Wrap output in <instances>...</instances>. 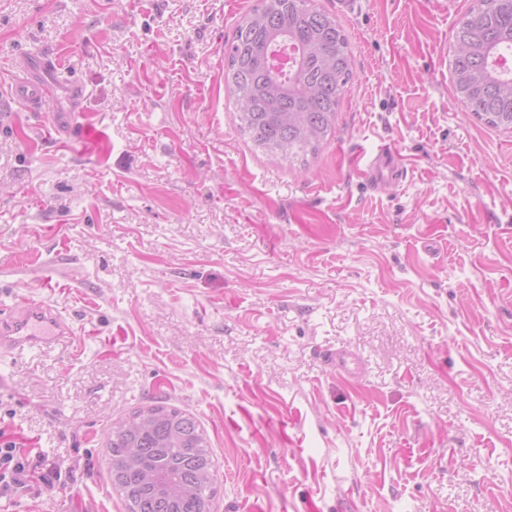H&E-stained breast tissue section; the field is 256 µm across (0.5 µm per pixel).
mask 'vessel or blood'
I'll return each mask as SVG.
<instances>
[{
	"instance_id": "obj_1",
	"label": "vessel or blood",
	"mask_w": 512,
	"mask_h": 512,
	"mask_svg": "<svg viewBox=\"0 0 512 512\" xmlns=\"http://www.w3.org/2000/svg\"><path fill=\"white\" fill-rule=\"evenodd\" d=\"M59 66L58 58L50 55L29 59L8 85L9 98L29 112L53 105L52 129L59 135L61 144H68L75 138L95 137L97 129L85 119L82 111L83 82L58 80ZM373 165L391 179L399 180L404 176L405 165L390 145L378 146ZM70 333L71 328L63 317L44 303L20 299L0 306V354L49 347L60 343ZM330 359L343 376L354 375L361 367L359 359L343 348L331 352Z\"/></svg>"
}]
</instances>
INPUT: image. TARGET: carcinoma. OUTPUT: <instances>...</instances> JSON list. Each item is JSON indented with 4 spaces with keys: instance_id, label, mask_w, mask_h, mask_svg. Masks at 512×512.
I'll use <instances>...</instances> for the list:
<instances>
[{
    "instance_id": "carcinoma-1",
    "label": "carcinoma",
    "mask_w": 512,
    "mask_h": 512,
    "mask_svg": "<svg viewBox=\"0 0 512 512\" xmlns=\"http://www.w3.org/2000/svg\"><path fill=\"white\" fill-rule=\"evenodd\" d=\"M450 64L458 99L479 121L512 129V0H477L455 31ZM282 54L291 62L273 68ZM224 79L239 128L264 153L295 158L334 129L353 80L341 25L312 0H260L225 50ZM112 486L127 512H210L216 468L209 440L191 414L152 405L118 422L107 437Z\"/></svg>"
}]
</instances>
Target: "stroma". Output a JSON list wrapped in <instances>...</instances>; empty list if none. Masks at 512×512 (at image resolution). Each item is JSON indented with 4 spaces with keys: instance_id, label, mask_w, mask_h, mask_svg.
<instances>
[{
    "instance_id": "stroma-1",
    "label": "stroma",
    "mask_w": 512,
    "mask_h": 512,
    "mask_svg": "<svg viewBox=\"0 0 512 512\" xmlns=\"http://www.w3.org/2000/svg\"><path fill=\"white\" fill-rule=\"evenodd\" d=\"M258 3L0 0V91L57 56L102 135L63 152L50 111L0 105V302L73 330L0 357V430L45 476L0 512H127L107 436L157 403L209 437L210 512H512V131L449 68L474 0H314L355 80L289 160L224 85ZM382 143L406 173L375 186L358 159ZM329 357L340 375L352 376L360 370L361 363L359 359L344 348L336 349V351L330 353Z\"/></svg>"
}]
</instances>
